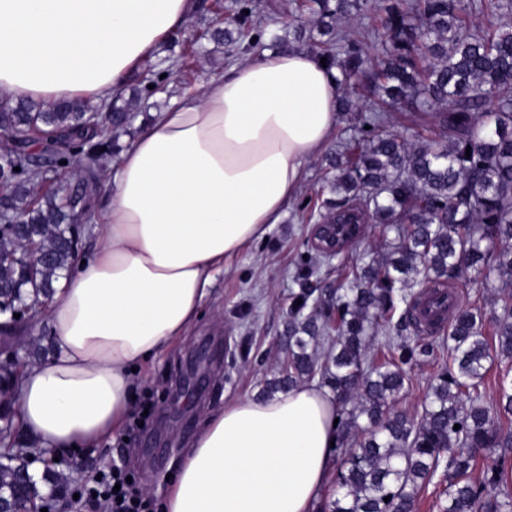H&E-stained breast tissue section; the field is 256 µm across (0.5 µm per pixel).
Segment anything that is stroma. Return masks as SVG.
<instances>
[{"label":"stroma","instance_id":"obj_1","mask_svg":"<svg viewBox=\"0 0 512 512\" xmlns=\"http://www.w3.org/2000/svg\"><path fill=\"white\" fill-rule=\"evenodd\" d=\"M357 124L356 113H340L330 138L306 165L300 190L280 224L272 227L267 240L254 241L225 259L187 340L141 367V398L155 400L154 421L136 442L117 436L101 448L75 453L80 467L68 470L69 480L87 478L120 459L137 484L150 487V502L159 504L170 465L198 427L197 406L215 408L262 392L284 355L280 342L289 305L299 291L297 273L313 236L314 223L304 218L302 207L325 187L331 157ZM204 346L209 359L196 361L195 351ZM447 356V350L439 349L411 368L412 383L398 404L400 411L421 417L427 381Z\"/></svg>","mask_w":512,"mask_h":512}]
</instances>
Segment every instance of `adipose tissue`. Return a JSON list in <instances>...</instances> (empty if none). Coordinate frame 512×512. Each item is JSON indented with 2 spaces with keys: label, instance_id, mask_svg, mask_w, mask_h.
Wrapping results in <instances>:
<instances>
[{
  "label": "adipose tissue",
  "instance_id": "1",
  "mask_svg": "<svg viewBox=\"0 0 512 512\" xmlns=\"http://www.w3.org/2000/svg\"><path fill=\"white\" fill-rule=\"evenodd\" d=\"M192 0H0V97L118 92ZM335 74L271 52L183 93L112 166L96 243L46 319L53 353L15 393L19 429L58 453L123 434L142 383L199 319L226 258L280 223L338 117ZM331 394L302 384L206 413L163 512H313L333 468Z\"/></svg>",
  "mask_w": 512,
  "mask_h": 512
}]
</instances>
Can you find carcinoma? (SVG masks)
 Returning a JSON list of instances; mask_svg holds the SVG:
<instances>
[{
    "label": "carcinoma",
    "instance_id": "obj_1",
    "mask_svg": "<svg viewBox=\"0 0 512 512\" xmlns=\"http://www.w3.org/2000/svg\"><path fill=\"white\" fill-rule=\"evenodd\" d=\"M236 7L235 27L214 29L215 42L248 53L305 32L291 22L267 29L253 0ZM291 13L326 37L315 50L339 73V111L371 104L336 152L330 196L314 206L340 237L352 224H379L394 237L384 254L350 266V250L340 246L334 304L310 283L313 257L302 260L304 282L293 297L302 304L291 307L284 362L265 393L317 378L332 394L338 491L330 512H414L430 484L440 488L439 512H512V432L504 429L512 387L501 380L490 404L484 382L492 356L512 358V0H295ZM473 13L499 23L473 30ZM370 14L380 19L372 31L344 37L336 30L342 17ZM365 38L378 43L379 63H370ZM194 57L206 55L184 47L167 69L148 65L132 97L108 104L0 102V195L23 217L0 222L1 315L24 318L54 297L78 254L71 231L90 209L89 194L72 201L54 184L77 178L97 190L120 135L158 93L154 86ZM401 103L421 119L433 115L436 131L416 130L409 140L394 133L386 112ZM466 271L498 288L501 313L490 333L477 308L458 305L446 317L447 282ZM422 313L434 316L433 332L448 330V361L430 377L415 420L397 402L407 369L435 351L422 335L403 336L417 330ZM328 327L336 341L319 359L310 348ZM380 334L388 341L378 358L372 346ZM30 464L17 445H0V489L13 493L15 512H32L33 498L42 497L34 480L29 491L12 486Z\"/></svg>",
    "mask_w": 512,
    "mask_h": 512
}]
</instances>
